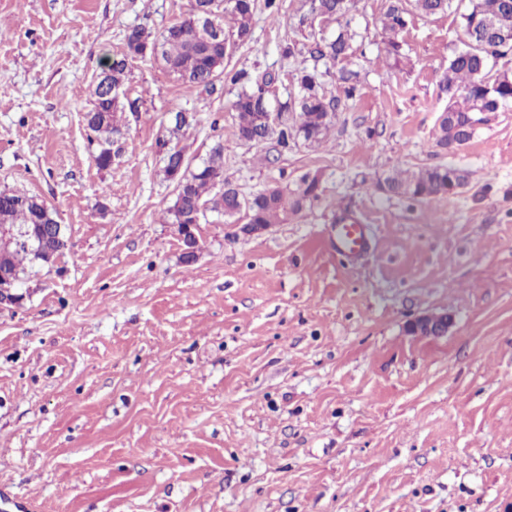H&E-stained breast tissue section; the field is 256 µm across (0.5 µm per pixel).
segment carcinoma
<instances>
[{"label":"carcinoma","instance_id":"carcinoma-1","mask_svg":"<svg viewBox=\"0 0 512 512\" xmlns=\"http://www.w3.org/2000/svg\"><path fill=\"white\" fill-rule=\"evenodd\" d=\"M452 0H390L380 20L386 54L395 64L404 59L400 33L406 28L408 16L417 13L431 17L447 12ZM471 8L461 14L464 47L455 51L442 77L448 93V106L442 111L434 129L436 144L450 149L470 142L478 131L476 124H485L488 115L512 104V74H493L489 62L512 54V41L474 35L488 20H497L512 29V0H470ZM306 10L298 17V27L304 28L313 19L331 16L338 23L334 38L311 44L310 54L317 61L336 66V77L345 98L352 99L361 86L359 65L353 61V45L357 37L349 13L354 0H305ZM253 18L252 0H234L217 10L215 16L220 34L207 42L200 41L192 24L193 14L171 24L160 33L145 27H134L125 36L124 57L143 59L160 57L166 72L187 87L200 88L208 93L216 89L221 78L238 84L241 90L233 102L236 112V134L239 140L258 145L272 138L284 147L288 141L301 139L313 144L321 141L332 124L331 113L339 110L340 100L327 98L322 92L316 72L303 69L293 76L297 94L282 104V122L272 126L265 122L270 105L262 100L264 86L272 80L252 81L248 72H230L224 59L238 43L248 38ZM105 76L98 79L92 90V108L85 115L93 147L92 158L99 169L112 166L116 155L114 145L121 136L116 125V112L122 102L116 90L125 83L126 63L107 60ZM491 74L490 83L497 85L495 94L486 96L479 77ZM166 177L177 184L175 201L168 209L170 223L194 224L205 218L199 212L203 203L211 211L232 224L240 214L252 224H282L289 216L300 213L305 205L319 197L321 175L307 173L296 187L271 186L248 200L235 196L236 189L224 179V148L215 144L202 163L191 167L182 150L165 165ZM470 172L454 164L430 168L399 170L376 183L387 195L410 201H423L440 193L450 195L467 187ZM24 229L39 239L40 250L34 251L24 242L0 239V287L13 280L24 283L28 269L39 265L51 268L68 249L66 227L58 220L56 211L35 194L20 191H0V227Z\"/></svg>","mask_w":512,"mask_h":512}]
</instances>
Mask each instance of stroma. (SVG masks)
Segmentation results:
<instances>
[{
  "mask_svg": "<svg viewBox=\"0 0 512 512\" xmlns=\"http://www.w3.org/2000/svg\"><path fill=\"white\" fill-rule=\"evenodd\" d=\"M303 2L254 0L225 61L273 76L277 102L337 30L298 29ZM388 5L352 10L363 83L347 100L321 77L341 101L322 143H244L238 86L191 89L147 58L127 63L136 108L101 170L84 115L104 61L190 0H0V191L41 196L69 236L0 311V512H512V106L437 146L470 2L411 16L398 65ZM179 110L194 123L174 145L197 165L222 143L241 196L316 172L320 197L259 236L208 214L184 262L162 145ZM449 162L471 171L457 194L376 188ZM343 209L371 230L355 261L328 246ZM428 313L448 315L447 335L410 331Z\"/></svg>",
  "mask_w": 512,
  "mask_h": 512,
  "instance_id": "1",
  "label": "stroma"
}]
</instances>
